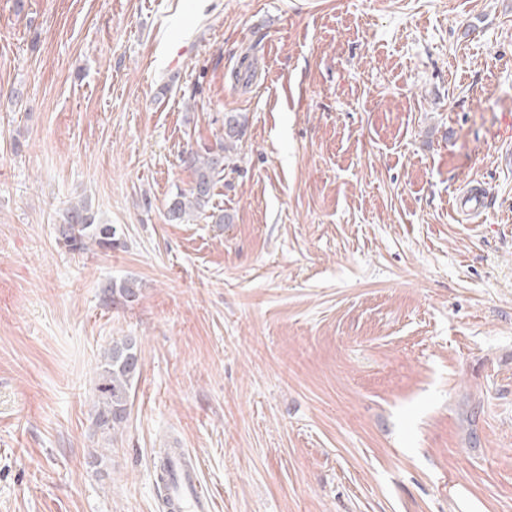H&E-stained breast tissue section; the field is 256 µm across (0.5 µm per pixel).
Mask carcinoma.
Returning a JSON list of instances; mask_svg holds the SVG:
<instances>
[{
  "label": "carcinoma",
  "instance_id": "carcinoma-1",
  "mask_svg": "<svg viewBox=\"0 0 512 512\" xmlns=\"http://www.w3.org/2000/svg\"><path fill=\"white\" fill-rule=\"evenodd\" d=\"M246 127V116L226 113L224 141L217 148L202 152L190 150L183 155L182 162L193 172V184L188 192L176 195L169 203V222L181 223L191 214L207 213L216 178L234 162L236 146L244 137ZM116 233L113 225L100 223L85 202L69 206L58 226L59 239L73 252H82L92 246L110 249L115 244ZM137 294L138 286L132 279L119 284L109 281L102 286L101 299L106 304H127L133 302ZM139 372L135 339L114 340L104 350L93 401L95 424L103 432L111 433L127 419L132 387Z\"/></svg>",
  "mask_w": 512,
  "mask_h": 512
}]
</instances>
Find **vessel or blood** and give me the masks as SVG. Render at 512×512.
<instances>
[{"mask_svg": "<svg viewBox=\"0 0 512 512\" xmlns=\"http://www.w3.org/2000/svg\"><path fill=\"white\" fill-rule=\"evenodd\" d=\"M160 454L165 457L173 475L164 496L169 512H212V498L203 487L199 471L188 451L164 448Z\"/></svg>", "mask_w": 512, "mask_h": 512, "instance_id": "1", "label": "vessel or blood"}]
</instances>
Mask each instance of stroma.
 Listing matches in <instances>:
<instances>
[{
  "mask_svg": "<svg viewBox=\"0 0 512 512\" xmlns=\"http://www.w3.org/2000/svg\"><path fill=\"white\" fill-rule=\"evenodd\" d=\"M0 88V512H165L159 448L214 512H512V0H0ZM228 112L229 223H169ZM57 230L59 240L73 252L90 250L91 246L112 249L117 241L116 228L111 224H100L91 206L85 202L69 206ZM101 299L106 304H120L131 303L135 300L138 294V286L135 280L127 279L123 282L117 283L109 281L102 287ZM139 372L136 340L113 339L101 355L93 401L95 424L103 433H111L127 419L132 387Z\"/></svg>",
  "mask_w": 512,
  "mask_h": 512,
  "instance_id": "35a3bbf8",
  "label": "stroma"
}]
</instances>
